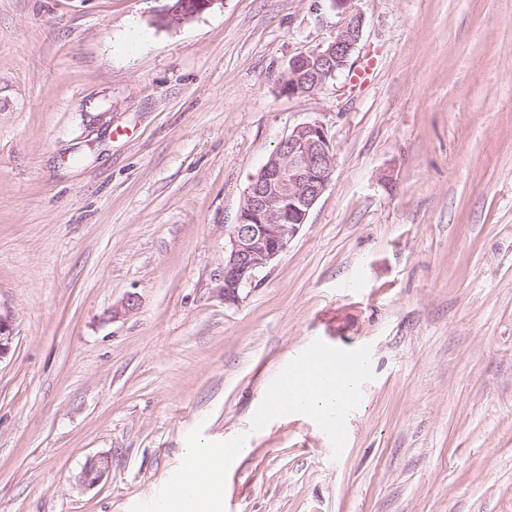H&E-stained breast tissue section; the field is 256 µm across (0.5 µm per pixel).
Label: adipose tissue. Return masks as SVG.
<instances>
[{
    "instance_id": "ef3b65f1",
    "label": "adipose tissue",
    "mask_w": 512,
    "mask_h": 512,
    "mask_svg": "<svg viewBox=\"0 0 512 512\" xmlns=\"http://www.w3.org/2000/svg\"><path fill=\"white\" fill-rule=\"evenodd\" d=\"M312 373L309 361L295 362L286 375L290 394H278L282 415L303 413L320 419L329 429H342L350 408L359 395L361 380L358 372L348 364L338 363L334 372L322 376L315 389H304L306 378ZM186 464L175 476L176 494L156 501L154 512H223L224 469L215 464V457L232 461V449L199 446L185 451Z\"/></svg>"
}]
</instances>
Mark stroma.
Instances as JSON below:
<instances>
[{
	"label": "stroma",
	"mask_w": 512,
	"mask_h": 512,
	"mask_svg": "<svg viewBox=\"0 0 512 512\" xmlns=\"http://www.w3.org/2000/svg\"><path fill=\"white\" fill-rule=\"evenodd\" d=\"M173 3L0 0V512H152L237 439L224 512H512V0H359L371 79L294 96L329 0ZM312 120L332 179L225 304L245 191ZM314 343L369 364L343 434L255 422ZM216 0H179L175 6L169 8L165 18L180 23L211 7ZM109 467L107 457L91 458L81 471L79 480L86 486H95L102 481Z\"/></svg>",
	"instance_id": "35a3bbf8"
}]
</instances>
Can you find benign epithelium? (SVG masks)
<instances>
[{
	"instance_id": "benign-epithelium-1",
	"label": "benign epithelium",
	"mask_w": 512,
	"mask_h": 512,
	"mask_svg": "<svg viewBox=\"0 0 512 512\" xmlns=\"http://www.w3.org/2000/svg\"><path fill=\"white\" fill-rule=\"evenodd\" d=\"M214 2L179 0L167 10L166 18L180 23ZM330 2L340 18L336 34L288 63V73L306 71L320 88L350 66L363 33L364 18L356 6L358 0ZM335 160L329 133L315 120L296 125L266 160L247 188L238 222L224 246L223 283L219 287L224 303H238L241 293L255 287L260 275L287 251L328 187ZM12 341L11 321L0 314V359L10 350ZM108 471V458H91L79 480L86 486H95Z\"/></svg>"
}]
</instances>
